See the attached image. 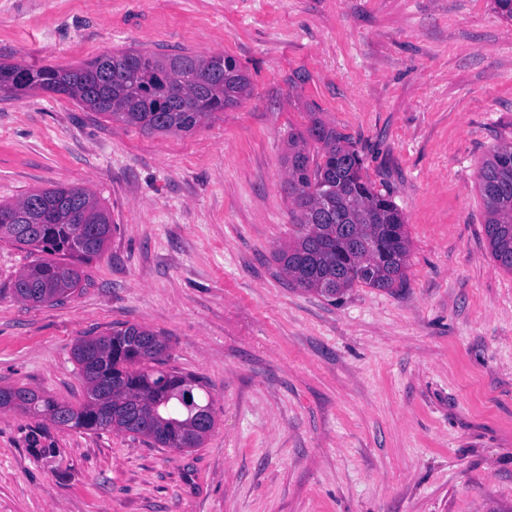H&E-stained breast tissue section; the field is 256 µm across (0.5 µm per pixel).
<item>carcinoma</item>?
Listing matches in <instances>:
<instances>
[{
    "mask_svg": "<svg viewBox=\"0 0 512 512\" xmlns=\"http://www.w3.org/2000/svg\"><path fill=\"white\" fill-rule=\"evenodd\" d=\"M0 63V96L43 92L66 95L87 110L148 133L190 132L250 96L248 76L222 55H159L128 49L72 67ZM318 145L310 153V144ZM363 160L349 139L319 120L288 136V197L296 235L276 260L295 286L334 297L364 284L403 286L409 255L404 218L362 175ZM485 234L497 265L512 272V143L497 148L480 171ZM112 236L111 216L80 187L56 186L0 203V241L44 253L15 278L11 293L23 303L59 304L81 287V266L101 256ZM62 259L57 260L55 256ZM167 339L129 326L77 341L73 358L85 384L74 408L25 387L0 388V409H20L57 426L116 431L176 450L204 438L195 414L214 413L213 399L193 376L158 368Z\"/></svg>",
    "mask_w": 512,
    "mask_h": 512,
    "instance_id": "1",
    "label": "carcinoma"
}]
</instances>
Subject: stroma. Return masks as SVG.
I'll return each mask as SVG.
<instances>
[{
    "instance_id": "1",
    "label": "stroma",
    "mask_w": 512,
    "mask_h": 512,
    "mask_svg": "<svg viewBox=\"0 0 512 512\" xmlns=\"http://www.w3.org/2000/svg\"><path fill=\"white\" fill-rule=\"evenodd\" d=\"M129 48L232 57L252 92L190 133L64 95L0 99V202L89 190L112 238L65 303L9 288L0 388L79 405L77 339L130 325L208 386L197 448L0 411V512H512V272L479 172L512 141V19L494 0H0V62ZM320 119L404 216L405 287L325 297L276 259L293 231L288 135Z\"/></svg>"
}]
</instances>
